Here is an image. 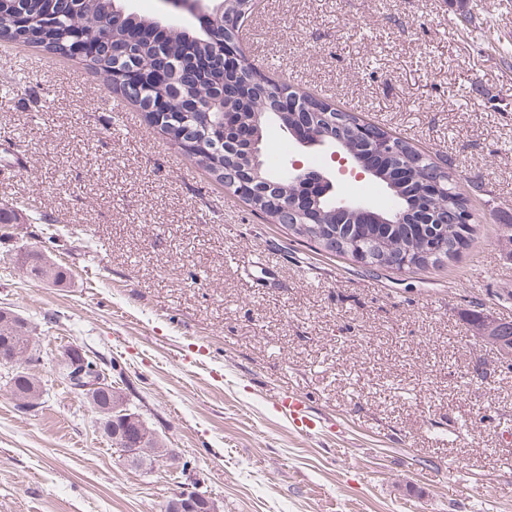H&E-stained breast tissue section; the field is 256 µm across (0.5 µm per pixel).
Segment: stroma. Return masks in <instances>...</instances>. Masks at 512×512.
<instances>
[{
    "label": "stroma",
    "instance_id": "stroma-1",
    "mask_svg": "<svg viewBox=\"0 0 512 512\" xmlns=\"http://www.w3.org/2000/svg\"><path fill=\"white\" fill-rule=\"evenodd\" d=\"M247 59L450 167L476 232L442 266L369 271L255 216L79 60L0 40V308L37 338L42 409L0 368V512H512V0H257ZM40 214L32 221L31 212ZM55 237L65 286L19 246ZM116 368L175 459L129 466L61 384ZM305 395L300 436L273 410ZM22 266L33 280L60 286L66 282L65 271L47 254L35 247L25 248ZM472 312L470 319L472 327L479 326L482 322L486 321L481 311L473 310ZM476 332L481 341L495 344V349L502 362L512 359V336L510 337L512 329L503 327L496 322L486 321ZM174 494L170 497L165 505L163 506L161 511L164 512H200L207 511L213 512L215 511V507L213 502L211 501L208 494L204 491L200 490V487H194L191 489L184 490L182 496L180 497V501L177 504L175 510V501L178 500L175 498Z\"/></svg>",
    "mask_w": 512,
    "mask_h": 512
}]
</instances>
